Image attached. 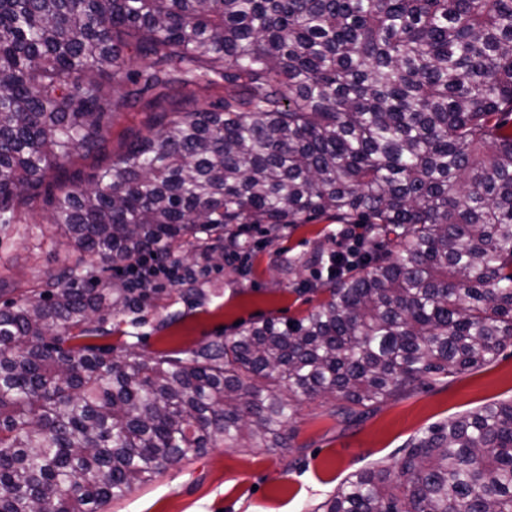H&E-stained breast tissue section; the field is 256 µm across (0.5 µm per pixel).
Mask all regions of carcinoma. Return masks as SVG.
<instances>
[{
	"mask_svg": "<svg viewBox=\"0 0 512 512\" xmlns=\"http://www.w3.org/2000/svg\"><path fill=\"white\" fill-rule=\"evenodd\" d=\"M178 83L224 95L152 114L45 199L76 260L0 308V512H105L219 443L288 447L294 402L356 424L512 344V0H0V224ZM321 220L363 229L366 254L280 253L324 295L302 317L183 358L95 343L156 289L85 256L183 265L191 246L192 286L217 256L245 274L253 227L274 243ZM399 454L313 512H512V400ZM217 90L206 89L202 86H188L175 88L170 91L168 97L152 103L150 106L140 104L135 112H123L116 117L112 125V135L104 143L101 152L96 156H84L78 152L72 158L55 169L49 178L52 182L81 183L87 185L100 166L105 165L113 153L119 152L124 144L138 134L144 132L141 122L144 120V112L171 111L180 108L183 101L195 100L199 105L209 102Z\"/></svg>",
	"mask_w": 512,
	"mask_h": 512,
	"instance_id": "obj_1",
	"label": "carcinoma"
}]
</instances>
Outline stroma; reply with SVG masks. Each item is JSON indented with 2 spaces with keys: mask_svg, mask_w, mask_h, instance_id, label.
Masks as SVG:
<instances>
[{
  "mask_svg": "<svg viewBox=\"0 0 512 512\" xmlns=\"http://www.w3.org/2000/svg\"><path fill=\"white\" fill-rule=\"evenodd\" d=\"M213 90L188 86L113 121L112 134L95 156L80 153L55 169V182L88 184L100 166L142 129L147 111L180 108L192 99L209 102ZM43 202H18L15 221L0 227V303L41 287L70 256L67 242L51 234ZM335 225H300L285 240L255 243L247 276L211 269L199 291L173 288L153 296L135 328L139 350L151 356L175 354L223 339L236 322L258 317L298 318L316 305L312 294H297L275 265L277 254H306L336 247ZM512 399V346L492 364L419 388L387 401L363 423L346 426L333 401L317 399L295 407L284 448H227L216 445L182 461L147 484L111 502L106 512H311L351 473L380 464L393 466L397 450L414 434L484 404Z\"/></svg>",
  "mask_w": 512,
  "mask_h": 512,
  "instance_id": "stroma-1",
  "label": "stroma"
}]
</instances>
